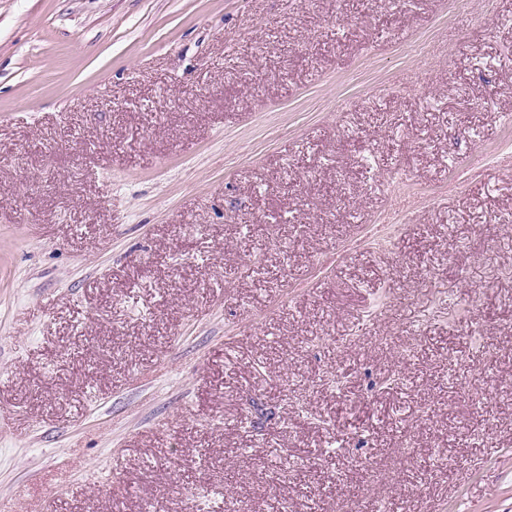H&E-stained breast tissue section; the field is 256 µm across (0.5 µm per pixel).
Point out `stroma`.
<instances>
[{
    "mask_svg": "<svg viewBox=\"0 0 512 512\" xmlns=\"http://www.w3.org/2000/svg\"><path fill=\"white\" fill-rule=\"evenodd\" d=\"M507 155L512 0H0V512H512Z\"/></svg>",
    "mask_w": 512,
    "mask_h": 512,
    "instance_id": "stroma-1",
    "label": "stroma"
}]
</instances>
